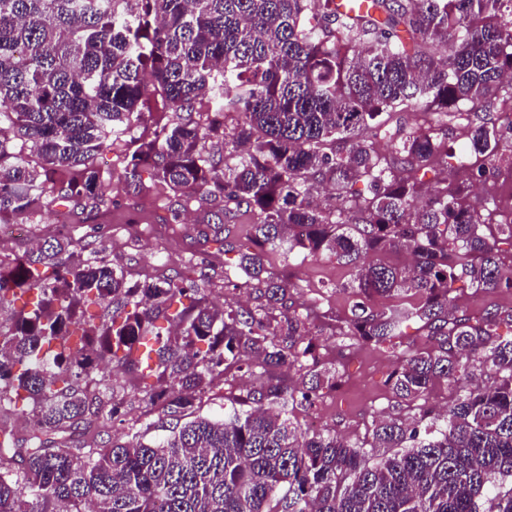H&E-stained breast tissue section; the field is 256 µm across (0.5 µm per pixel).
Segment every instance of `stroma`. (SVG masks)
Returning a JSON list of instances; mask_svg holds the SVG:
<instances>
[{"instance_id": "obj_1", "label": "stroma", "mask_w": 512, "mask_h": 512, "mask_svg": "<svg viewBox=\"0 0 512 512\" xmlns=\"http://www.w3.org/2000/svg\"><path fill=\"white\" fill-rule=\"evenodd\" d=\"M498 119L497 109L484 107L460 108L435 129L449 152H461L466 146L465 133L476 117ZM126 146L115 144L100 155L97 164L103 180L112 184V193L97 207L63 204L53 196H46L42 210L36 215L21 218L22 232L6 235L0 240V261L8 263L15 257L35 248L53 236L70 238L85 254L102 252L103 256L124 266L129 280L161 281L181 277L198 281L203 276L223 272L235 261L234 254L225 253L226 243H241L252 232L254 218L239 214L218 231L200 235L203 221L217 223L221 202L185 203L181 195L153 190L139 196L127 194L122 185L123 157ZM180 219H173V212ZM266 266L274 275L288 279L292 285L290 304L298 313L316 309L329 316L321 325V336L316 357L326 365L336 367L337 384L324 387L314 405H294L289 415L301 425L311 418H319L324 429L345 433L357 441L371 438V429L377 416L391 413L410 421L428 409L442 410L453 401L447 383H437L427 399L399 403L393 399L386 380L398 363L397 353L384 347L358 344L336 332V321L345 320L351 297L337 291L338 283L350 280L352 269L335 259L320 257L297 263L279 250L266 254ZM455 302L469 313L482 314L493 310L512 309V291L483 293L471 288L468 281L455 285ZM104 374L118 397L123 398L125 410L108 427L112 437L134 434L149 427V439L163 435L157 422V408L138 401L131 387L132 375L108 367ZM260 374H243L234 370L209 390L199 406L201 415L223 418L232 408L234 396L263 385Z\"/></svg>"}]
</instances>
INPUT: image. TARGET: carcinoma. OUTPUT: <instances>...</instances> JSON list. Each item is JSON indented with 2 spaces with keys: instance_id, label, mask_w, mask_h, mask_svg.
Wrapping results in <instances>:
<instances>
[{
  "instance_id": "1",
  "label": "carcinoma",
  "mask_w": 512,
  "mask_h": 512,
  "mask_svg": "<svg viewBox=\"0 0 512 512\" xmlns=\"http://www.w3.org/2000/svg\"><path fill=\"white\" fill-rule=\"evenodd\" d=\"M376 16L342 15L336 0H0V223L31 216L46 191L63 203L105 202L98 155L126 139L124 183L221 200L224 219L257 217L224 286L256 283L261 304L229 314L180 278L130 284L124 268L83 257L66 237L0 263V512H512V310L448 322L453 285L512 288L492 221L448 180L433 126L391 154L362 132L382 113L421 102L442 119L484 105L512 79V0H372ZM446 46L437 58L427 51ZM205 111H196V105ZM154 115L152 131L135 126ZM32 143L27 160L5 135ZM456 168L486 172L500 132L470 127ZM428 170L443 177L433 185ZM371 195H356L359 181ZM328 185L327 203L310 199ZM406 266L374 260L385 248ZM329 256L353 266L345 335L397 346L422 324L429 347L403 354L395 399L440 381L459 391L412 427L382 416L370 448L334 430L309 434L288 405L311 404L337 370L313 357L312 331L287 311L292 284L265 255ZM416 296L378 306L384 298ZM280 312V317L273 312ZM312 365H306L307 357ZM134 370L140 400L177 421L162 439L104 440L124 402L95 370ZM259 367L252 408L195 414L234 368Z\"/></svg>"
}]
</instances>
